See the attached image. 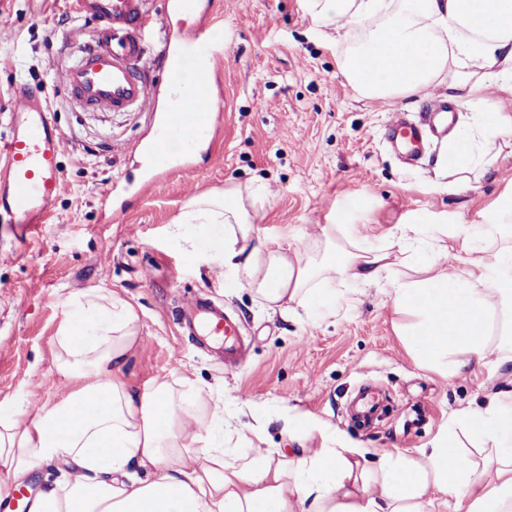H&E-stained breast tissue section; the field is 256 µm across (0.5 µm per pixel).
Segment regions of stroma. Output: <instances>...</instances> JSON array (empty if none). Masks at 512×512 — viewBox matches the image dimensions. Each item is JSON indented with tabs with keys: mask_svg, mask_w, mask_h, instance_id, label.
<instances>
[{
	"mask_svg": "<svg viewBox=\"0 0 512 512\" xmlns=\"http://www.w3.org/2000/svg\"><path fill=\"white\" fill-rule=\"evenodd\" d=\"M211 9L222 42L220 137L157 191L142 188L146 165L136 151L153 133L148 110L83 112L56 86L57 66L69 61L60 31L80 23L68 0H0V137L9 133L6 105L21 84L46 88L65 136L62 191L49 223L18 241L0 221V399L28 412L74 389L56 369L63 304L72 293L104 288L139 317V341L123 369L128 386L186 377L202 397L223 399L225 447L248 452L257 416L267 423L269 448L287 447L285 427L298 419L373 452L428 447L457 409L512 386V369L486 366L449 381L417 366L396 333L385 281L324 319L267 309L234 272L219 283L205 259L188 257L202 229L182 217L199 196L260 186L267 192L254 216L261 236L304 243L314 225L350 222L362 225L366 245L379 247L421 217L418 245L426 249L432 224L485 223L512 192V153L449 191L438 174L444 144L407 168L384 139L390 112L423 111L425 100L384 105L351 91L339 58L358 33L337 39L304 0H212ZM108 186L105 209L99 193ZM196 294L242 320L251 339L246 364L225 368L179 335L174 312ZM363 382L390 397L389 417L368 433L352 428L344 411Z\"/></svg>",
	"mask_w": 512,
	"mask_h": 512,
	"instance_id": "1",
	"label": "stroma"
}]
</instances>
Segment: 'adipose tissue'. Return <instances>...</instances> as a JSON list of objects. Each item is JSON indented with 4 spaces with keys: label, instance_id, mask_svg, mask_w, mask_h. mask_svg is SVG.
Listing matches in <instances>:
<instances>
[{
    "label": "adipose tissue",
    "instance_id": "ef3b65f1",
    "mask_svg": "<svg viewBox=\"0 0 512 512\" xmlns=\"http://www.w3.org/2000/svg\"><path fill=\"white\" fill-rule=\"evenodd\" d=\"M335 31L362 29L340 68L360 95L406 98L444 86L471 111L448 138L449 187L491 167L512 144V114L483 102L512 94V0H306ZM266 194L228 185L192 201L189 224L218 226L210 266L234 271L257 300L281 314L331 310L337 273L368 288L393 281L396 330L413 360L453 380L474 367L512 363V195L475 239L436 227L430 254L400 242L367 249L358 227L322 226L320 258L259 238L253 214ZM349 245L337 247V234ZM413 267L408 276L396 266ZM57 331L59 373L76 387L32 419L0 400V466L22 480L64 460V488L42 493L34 512H512V389L456 411L446 434L413 453L368 456L323 438L317 448H264L229 455L214 439L224 405L164 380L131 390L121 377L139 336L134 308L89 289L69 295ZM470 448H463L461 438Z\"/></svg>",
    "mask_w": 512,
    "mask_h": 512
}]
</instances>
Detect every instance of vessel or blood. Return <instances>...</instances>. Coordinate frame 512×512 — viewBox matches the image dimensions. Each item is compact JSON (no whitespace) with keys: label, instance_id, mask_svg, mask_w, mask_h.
Returning a JSON list of instances; mask_svg holds the SVG:
<instances>
[{"label":"vessel or blood","instance_id":"obj_1","mask_svg":"<svg viewBox=\"0 0 512 512\" xmlns=\"http://www.w3.org/2000/svg\"><path fill=\"white\" fill-rule=\"evenodd\" d=\"M72 0V9L96 23L93 32L71 26L60 39L77 54L57 72V84L68 97L91 112H127L145 107L154 111L155 128L141 142L140 152L148 162L146 186L159 189L165 174L178 158H189L215 130L216 92L213 67L221 48L213 39L211 24L185 34L168 29L166 43L176 47L182 63L169 67L163 81L151 73L159 65L145 41L157 14L197 12L201 0ZM10 133L1 149L8 162L5 180H0V219H7L15 236L30 238L48 222L62 188L60 157L64 133L51 112L42 90L17 86L8 102ZM455 119L447 94L434 95L418 119L407 113H390L385 127L387 141L416 165L429 139L445 140ZM183 335L197 339L203 351H218L225 364L235 366L246 359L249 344L244 325L223 304L205 295L182 303L174 313ZM383 416L380 398L370 389H360L351 418L361 429L373 427ZM35 494L29 486H10L0 494V512H32Z\"/></svg>","mask_w":512,"mask_h":512}]
</instances>
